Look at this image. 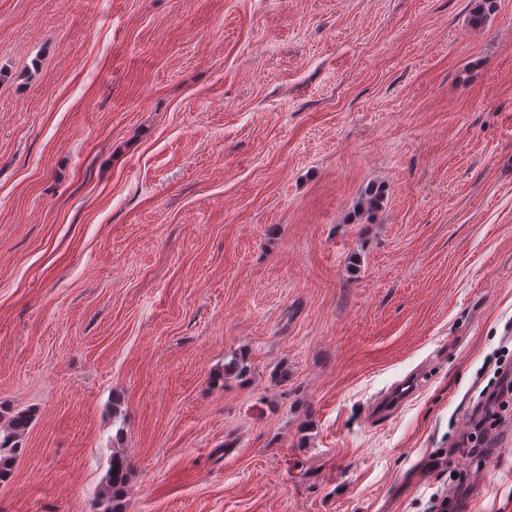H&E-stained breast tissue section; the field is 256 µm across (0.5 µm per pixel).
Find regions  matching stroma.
I'll return each instance as SVG.
<instances>
[{
	"mask_svg": "<svg viewBox=\"0 0 512 512\" xmlns=\"http://www.w3.org/2000/svg\"><path fill=\"white\" fill-rule=\"evenodd\" d=\"M474 5L0 0V512H90L116 452L122 512H512V406L448 483L512 360V0ZM422 380L419 373H410L402 380L397 381L372 403L368 416L374 420L393 412L415 395ZM32 419L29 409L0 413V483H5L12 476L14 463L22 451V438Z\"/></svg>",
	"mask_w": 512,
	"mask_h": 512,
	"instance_id": "obj_1",
	"label": "stroma"
}]
</instances>
